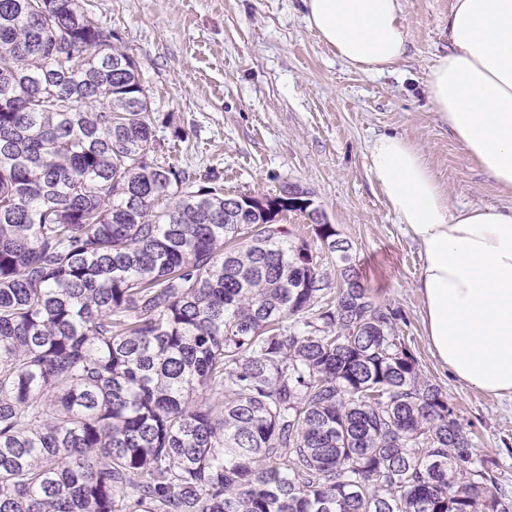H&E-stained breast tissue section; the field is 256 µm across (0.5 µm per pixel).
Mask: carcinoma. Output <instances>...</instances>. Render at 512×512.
<instances>
[{
  "instance_id": "obj_1",
  "label": "carcinoma",
  "mask_w": 512,
  "mask_h": 512,
  "mask_svg": "<svg viewBox=\"0 0 512 512\" xmlns=\"http://www.w3.org/2000/svg\"><path fill=\"white\" fill-rule=\"evenodd\" d=\"M92 7L0 0V512H512L333 225L157 160ZM308 220H306L299 212L296 213H288L287 216L283 218L280 222L281 224H288V228L292 232V239L297 241L300 238H306L311 243L313 249L318 252V255L327 257V249L321 245L319 241L312 240L311 231H309L308 226L306 225Z\"/></svg>"
}]
</instances>
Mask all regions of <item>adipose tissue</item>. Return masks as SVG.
<instances>
[{
	"mask_svg": "<svg viewBox=\"0 0 512 512\" xmlns=\"http://www.w3.org/2000/svg\"><path fill=\"white\" fill-rule=\"evenodd\" d=\"M306 21L347 65L391 70L405 56L401 0H302ZM430 103L464 152L512 191V0H455ZM368 169L419 246L418 288L433 355L459 382L512 400V207H451L422 151L379 136Z\"/></svg>",
	"mask_w": 512,
	"mask_h": 512,
	"instance_id": "obj_1",
	"label": "adipose tissue"
}]
</instances>
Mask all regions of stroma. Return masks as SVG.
Wrapping results in <instances>:
<instances>
[{"label":"stroma","instance_id":"obj_1","mask_svg":"<svg viewBox=\"0 0 512 512\" xmlns=\"http://www.w3.org/2000/svg\"><path fill=\"white\" fill-rule=\"evenodd\" d=\"M138 62L157 117V154L217 176L226 193L308 191L352 245L375 298L428 380L448 397L479 457L512 484V401L457 383L433 357L416 287L422 259L366 166L372 142L417 146L453 206L512 205L433 111L425 80L449 48L454 0H401L405 57L369 74L308 28L302 0H93Z\"/></svg>","mask_w":512,"mask_h":512}]
</instances>
